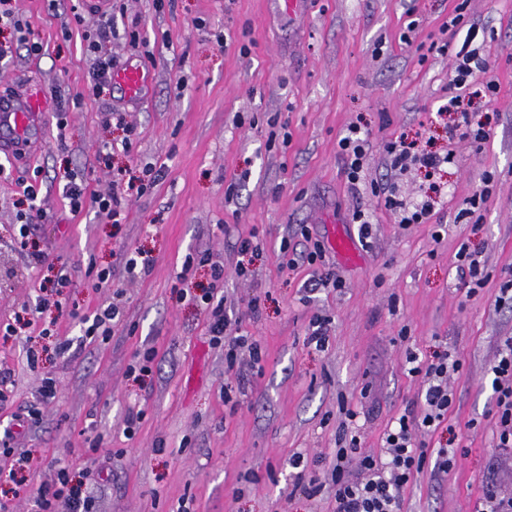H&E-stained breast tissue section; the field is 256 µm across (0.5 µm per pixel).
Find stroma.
Returning <instances> with one entry per match:
<instances>
[{
  "instance_id": "obj_1",
  "label": "stroma",
  "mask_w": 512,
  "mask_h": 512,
  "mask_svg": "<svg viewBox=\"0 0 512 512\" xmlns=\"http://www.w3.org/2000/svg\"><path fill=\"white\" fill-rule=\"evenodd\" d=\"M12 7L23 28L0 26V43L11 48L0 59V92L39 95L43 110L39 138L0 154V323L21 312L32 321L19 335L0 336V369L10 373L0 432L14 413L40 410L39 428L15 430L10 442L29 460L30 489L55 479V459L92 492V512H330L340 404L357 412L365 449L380 453L386 430L423 389L405 369L407 354L426 361L450 350L463 361L454 404L425 440L459 448L457 464L439 475L425 466L405 490L403 510L472 512L485 484L512 491V450L492 441L489 374L500 341L512 336V308L495 304L512 271V0H297L288 14L272 0ZM411 7L420 26L407 44L400 36ZM457 8L465 24L484 29L479 52L497 86L495 96L472 100L475 120L491 132L479 149L436 116L456 93L455 65L431 44ZM107 25L104 49L116 67L138 63L152 73L139 99L92 92L88 45ZM28 39L42 42L43 55H28ZM114 109L124 124L105 122ZM353 124L369 132L367 180L395 185L406 198L441 184L430 223L401 227L382 197L351 193L337 141ZM402 135L452 152L451 163L431 179L416 167L394 168L382 145ZM106 143L114 150L100 155ZM149 166L163 179L150 182ZM69 172L97 194L122 173L130 187L120 223L89 207L72 212ZM488 172L479 224L459 221ZM30 184L47 216L24 253L13 227ZM359 206L373 214L365 242L351 222ZM300 224L326 246L328 269L345 288L306 291L311 268L288 267L281 239ZM247 235L260 255L243 280L237 241ZM335 235L349 252L330 248ZM463 241L491 275L471 295L457 273ZM141 252L153 258L151 270L128 279L125 261ZM216 261L224 266L227 332L252 337L262 356L230 389L224 349L211 343L196 300ZM104 269L124 284L121 322L110 336H88L83 317L112 300L99 285ZM60 273L69 288L59 306L41 308ZM254 295L261 306L249 317ZM316 315L329 328L321 349L308 342ZM31 348L39 353L32 362ZM149 348L152 372L134 379L128 367ZM48 377L57 394L47 403L40 389ZM132 409L143 419L130 435ZM87 433L101 436L98 453L85 451ZM297 456L324 484L315 498L293 489Z\"/></svg>"
}]
</instances>
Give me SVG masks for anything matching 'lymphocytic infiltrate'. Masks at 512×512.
I'll return each instance as SVG.
<instances>
[{
    "instance_id": "lymphocytic-infiltrate-1",
    "label": "lymphocytic infiltrate",
    "mask_w": 512,
    "mask_h": 512,
    "mask_svg": "<svg viewBox=\"0 0 512 512\" xmlns=\"http://www.w3.org/2000/svg\"><path fill=\"white\" fill-rule=\"evenodd\" d=\"M462 14L450 18L444 30L448 37L442 50H454L456 84L459 94L451 97L438 110L439 115L454 114L455 127L460 140L478 146L489 137L485 125L474 121L467 109L466 97L472 88H479L485 96H493L494 82L485 74L488 62L479 55L473 44L480 31L464 27ZM344 173L351 192H359L365 182L364 164L369 140L361 127H350L338 142ZM394 166L407 169L409 164H419L426 173L440 171L451 160L450 154H440L422 148L417 141L397 137L384 145ZM208 313V332L213 344L224 347V372L227 376L238 373L241 354H248L251 364H258L260 349L256 341L247 336L227 335L229 321L223 303L215 302L213 293L203 297ZM412 375L421 377L424 390L418 412H405L395 421L385 437L381 454L375 455L362 448L360 429L355 423L357 414L345 410V418L336 434V452L330 473L333 491V512H402L403 493L408 484L421 473L427 462V444L424 434L433 432L448 417L453 403L451 382L460 375L463 363L460 358L442 353L435 360L423 364L416 356H408ZM493 375L491 386L494 395L496 447L512 448V337L499 345L496 358L490 367ZM39 512H90L91 499L74 487L66 468H59L57 479L41 485L35 495Z\"/></svg>"
}]
</instances>
